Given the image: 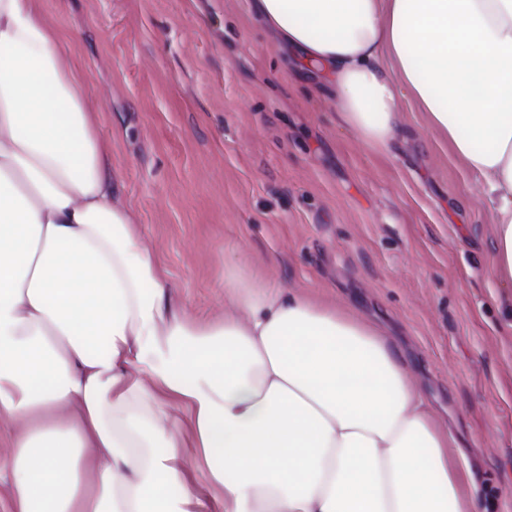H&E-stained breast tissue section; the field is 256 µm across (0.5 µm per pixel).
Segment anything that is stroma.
<instances>
[{"label": "stroma", "instance_id": "35a3bbf8", "mask_svg": "<svg viewBox=\"0 0 512 512\" xmlns=\"http://www.w3.org/2000/svg\"><path fill=\"white\" fill-rule=\"evenodd\" d=\"M79 58L99 137L173 286L224 314V268L383 324L466 454L485 512H512V288L478 182L424 113L367 148L322 79L288 69L245 0H40Z\"/></svg>", "mask_w": 512, "mask_h": 512}]
</instances>
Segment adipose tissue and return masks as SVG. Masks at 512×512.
I'll use <instances>...</instances> for the list:
<instances>
[{"instance_id":"adipose-tissue-1","label":"adipose tissue","mask_w":512,"mask_h":512,"mask_svg":"<svg viewBox=\"0 0 512 512\" xmlns=\"http://www.w3.org/2000/svg\"><path fill=\"white\" fill-rule=\"evenodd\" d=\"M341 125L385 151L399 99L483 188L512 287V0H248ZM77 62L0 0V434L8 512H481L466 460L373 320L240 264L232 312L169 310Z\"/></svg>"}]
</instances>
